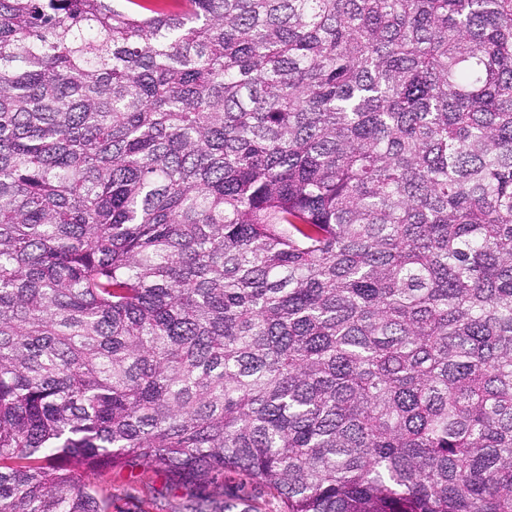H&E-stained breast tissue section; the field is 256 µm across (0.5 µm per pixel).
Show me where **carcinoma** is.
<instances>
[{
  "mask_svg": "<svg viewBox=\"0 0 512 512\" xmlns=\"http://www.w3.org/2000/svg\"><path fill=\"white\" fill-rule=\"evenodd\" d=\"M139 463L512 512V0H0V512Z\"/></svg>",
  "mask_w": 512,
  "mask_h": 512,
  "instance_id": "1",
  "label": "carcinoma"
}]
</instances>
